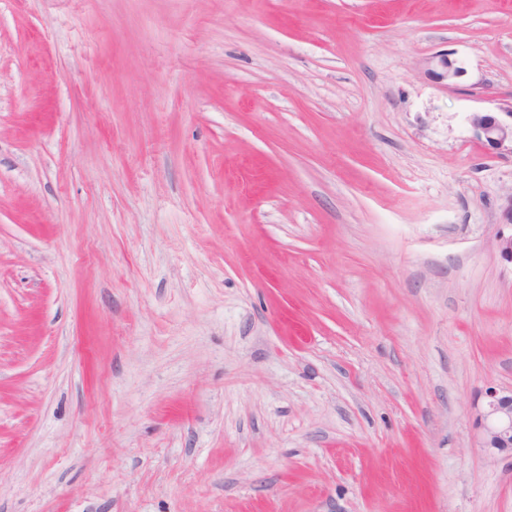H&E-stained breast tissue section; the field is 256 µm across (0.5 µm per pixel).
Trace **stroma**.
Wrapping results in <instances>:
<instances>
[{
  "label": "stroma",
  "mask_w": 512,
  "mask_h": 512,
  "mask_svg": "<svg viewBox=\"0 0 512 512\" xmlns=\"http://www.w3.org/2000/svg\"><path fill=\"white\" fill-rule=\"evenodd\" d=\"M510 104L512 0H0V512H512ZM503 112H471L468 122L475 138L491 149L512 151V104ZM498 224L503 227L497 235L498 251L505 261L512 264V194L506 197L501 206ZM477 447L487 455L512 454V390L486 387L483 401L474 407Z\"/></svg>",
  "instance_id": "1"
}]
</instances>
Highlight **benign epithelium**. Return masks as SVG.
Segmentation results:
<instances>
[{
	"mask_svg": "<svg viewBox=\"0 0 512 512\" xmlns=\"http://www.w3.org/2000/svg\"><path fill=\"white\" fill-rule=\"evenodd\" d=\"M442 71L435 73L439 80H451L464 73L463 67L446 56H440ZM468 122L475 138L491 149L512 145V105L501 112H471ZM497 248L501 257L512 264V194L501 206ZM474 421L478 430L477 447L490 456L512 454V390L486 387L483 401L474 407Z\"/></svg>",
	"mask_w": 512,
	"mask_h": 512,
	"instance_id": "obj_1",
	"label": "benign epithelium"
}]
</instances>
